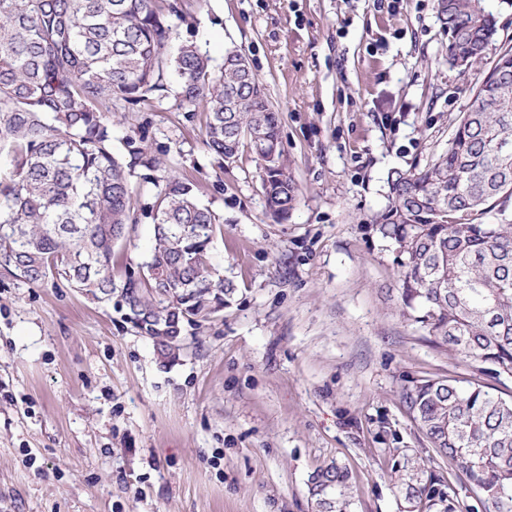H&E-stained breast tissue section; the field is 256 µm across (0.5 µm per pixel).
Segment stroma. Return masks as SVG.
I'll return each instance as SVG.
<instances>
[{
  "label": "stroma",
  "instance_id": "stroma-1",
  "mask_svg": "<svg viewBox=\"0 0 512 512\" xmlns=\"http://www.w3.org/2000/svg\"><path fill=\"white\" fill-rule=\"evenodd\" d=\"M158 3L180 13L171 49L194 43L216 65L247 55L298 201L287 220L267 214L253 155L218 163L205 113L174 93L103 104L114 152L132 137L158 160L130 179L136 222L115 278L138 271L153 237L142 208L177 177L222 219L212 253L235 299L164 364L117 303L0 275V512H317L309 480L333 461L351 474L352 512H400L389 449L452 475L402 390L468 367L403 309L375 220L388 173L447 148L512 47V0H485L496 34L469 70L448 62L436 0Z\"/></svg>",
  "mask_w": 512,
  "mask_h": 512
}]
</instances>
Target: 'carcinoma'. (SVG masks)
Segmentation results:
<instances>
[{"instance_id":"1","label":"carcinoma","mask_w":512,"mask_h":512,"mask_svg":"<svg viewBox=\"0 0 512 512\" xmlns=\"http://www.w3.org/2000/svg\"><path fill=\"white\" fill-rule=\"evenodd\" d=\"M436 11L448 56L473 66L496 32L473 19L472 0ZM172 26L155 0H0V271L29 284L64 280L96 301L117 295L127 320L173 361L168 337L224 310L234 284L214 264L220 217L190 182L169 179L144 211L153 239L137 274L116 282L114 245L133 209L129 177L157 161L127 141L112 150L105 97L137 104L165 97L168 76L188 112L207 113L206 145L230 161L248 147L259 166L265 206L288 219L298 186L279 141L278 117L247 57L214 69L192 43L166 55ZM390 204L377 218L398 251L400 297L430 341L468 362L470 378L410 381L404 402L471 503L449 480L393 449L401 512H512V398L484 378L512 381V223L484 218L512 198V50L472 89L448 148L422 168L388 175ZM319 512H351L346 467L332 462L310 479Z\"/></svg>"}]
</instances>
